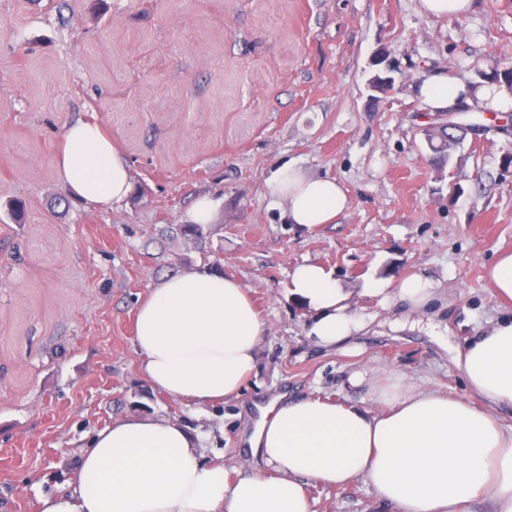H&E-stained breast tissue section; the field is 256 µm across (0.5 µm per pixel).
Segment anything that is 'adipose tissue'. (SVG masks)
<instances>
[{"label": "adipose tissue", "mask_w": 512, "mask_h": 512, "mask_svg": "<svg viewBox=\"0 0 512 512\" xmlns=\"http://www.w3.org/2000/svg\"><path fill=\"white\" fill-rule=\"evenodd\" d=\"M418 96L430 112L457 100L493 111L512 109V90L473 88L441 71L425 75ZM60 180L83 205L123 203L133 185L127 161L99 124L67 125ZM289 223L332 224L349 209L346 191L312 177L293 160L264 182ZM290 290L314 311L310 333L339 344L358 332L350 299L333 273L303 262ZM134 346L143 377L202 410L239 398L257 365L266 323L239 280L203 267L150 288L135 309ZM469 396L451 397L394 378L376 391L375 414L322 398L272 401L249 444L271 474L227 481L222 464L206 462L199 438L179 422L132 415L97 432L81 449L75 479L40 498V512H313L309 483L360 482L378 512H512V430L493 408L512 407V318L478 328L455 357Z\"/></svg>", "instance_id": "obj_1"}]
</instances>
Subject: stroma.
Returning a JSON list of instances; mask_svg holds the SVG:
<instances>
[{"label": "stroma", "instance_id": "obj_1", "mask_svg": "<svg viewBox=\"0 0 512 512\" xmlns=\"http://www.w3.org/2000/svg\"><path fill=\"white\" fill-rule=\"evenodd\" d=\"M512 60V0L431 18L418 0H0V512H38L80 448L130 415L203 433L228 480L264 470L243 441L252 403L286 393L379 412L393 375L466 395L455 350L512 316L485 276L512 250V131L474 112L444 163L425 142L421 77L474 82ZM391 76L390 91L373 89ZM97 122L132 174L121 205L55 207L64 127ZM283 159L336 178L335 223H287L264 181ZM201 193L221 214L205 243L174 231ZM25 205L15 223L10 203ZM335 272L361 322L332 347L289 290L303 261ZM221 269L267 324L242 395L197 411L146 381L134 311L164 278ZM420 274L434 299L409 312L370 279ZM314 512H374L356 483L310 484Z\"/></svg>", "mask_w": 512, "mask_h": 512}]
</instances>
